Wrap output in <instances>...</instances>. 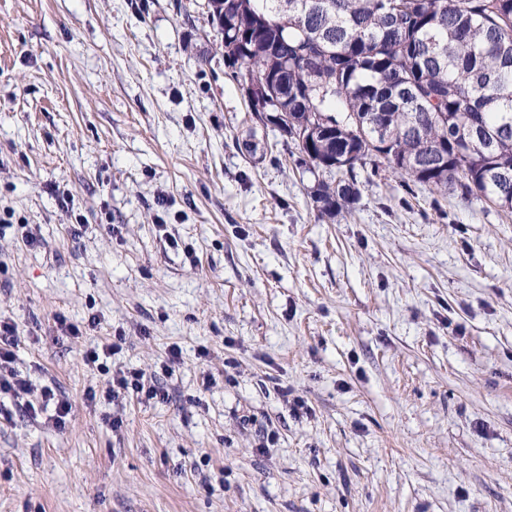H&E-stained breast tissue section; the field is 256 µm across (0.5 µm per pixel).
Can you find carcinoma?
<instances>
[{
  "mask_svg": "<svg viewBox=\"0 0 512 512\" xmlns=\"http://www.w3.org/2000/svg\"><path fill=\"white\" fill-rule=\"evenodd\" d=\"M224 65L264 82L272 125L314 178L321 218L379 164L512 213V0H207Z\"/></svg>",
  "mask_w": 512,
  "mask_h": 512,
  "instance_id": "cac0c4a2",
  "label": "carcinoma"
}]
</instances>
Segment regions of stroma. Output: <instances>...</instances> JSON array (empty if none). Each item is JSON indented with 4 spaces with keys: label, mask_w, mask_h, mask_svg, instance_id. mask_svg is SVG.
<instances>
[{
    "label": "stroma",
    "mask_w": 512,
    "mask_h": 512,
    "mask_svg": "<svg viewBox=\"0 0 512 512\" xmlns=\"http://www.w3.org/2000/svg\"><path fill=\"white\" fill-rule=\"evenodd\" d=\"M216 41L205 0H0V319L72 404L0 395V512H512V215L382 170L320 219ZM129 389L137 394H144L148 401L152 399L164 401L167 398L165 391L157 387L152 379L145 377L144 373L140 371L125 372L123 370L112 374V379L105 391V397L113 400L118 398L122 391L128 392Z\"/></svg>",
    "instance_id": "stroma-1"
}]
</instances>
